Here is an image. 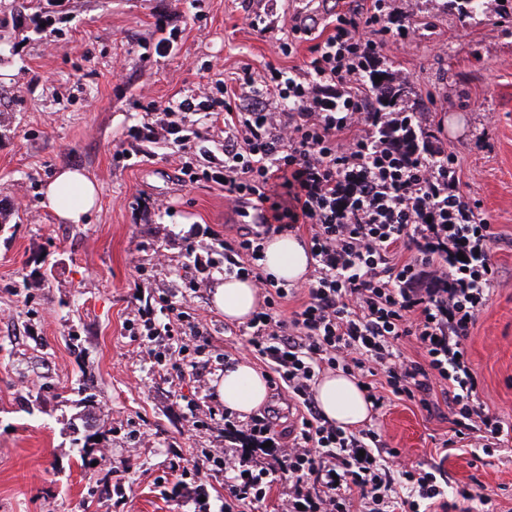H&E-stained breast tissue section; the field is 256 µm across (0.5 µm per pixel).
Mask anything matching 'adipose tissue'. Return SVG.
<instances>
[{
  "label": "adipose tissue",
  "instance_id": "obj_1",
  "mask_svg": "<svg viewBox=\"0 0 512 512\" xmlns=\"http://www.w3.org/2000/svg\"><path fill=\"white\" fill-rule=\"evenodd\" d=\"M98 196L97 183L85 172L65 168L47 183L43 205L58 223L81 224L95 206ZM265 254L263 271L273 279L295 283L306 281L312 258L299 237L275 235L268 240ZM259 302L255 285L234 277L215 285L212 293L213 305L229 321L247 320ZM214 386L216 399L229 410L242 414L252 413L268 399L265 377L245 359L225 366ZM314 395L322 416L335 425L353 429L370 417V405L356 379L342 372L323 375L315 386Z\"/></svg>",
  "mask_w": 512,
  "mask_h": 512
}]
</instances>
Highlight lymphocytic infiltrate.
<instances>
[{"instance_id": "f902f5d3", "label": "lymphocytic infiltrate", "mask_w": 512, "mask_h": 512, "mask_svg": "<svg viewBox=\"0 0 512 512\" xmlns=\"http://www.w3.org/2000/svg\"><path fill=\"white\" fill-rule=\"evenodd\" d=\"M364 28L377 39L362 37ZM416 29L413 13L372 0L361 16L337 15L311 46L303 75L270 69L268 98L245 105L237 96H190L178 104L224 115L223 165L191 178L222 182L225 199L263 211L258 230L225 243L224 272L260 289L263 304L242 328V346L302 409L283 444L269 418L224 413L228 434L269 446L277 463L263 467L228 450L217 456L224 512L265 502L282 473L289 487L278 512H455L458 502L439 486L441 464L411 461L374 427L353 431L322 417L314 387L327 369L356 379L375 411L392 396L430 413L444 397L451 435L443 450L488 454L512 442V424L482 400L464 347L496 284L493 227L466 200L454 155L392 149L388 133H416L419 113L367 107L370 65ZM299 224L314 274L306 299L288 313L283 306L298 291L264 274V242ZM407 341L418 358L404 355Z\"/></svg>"}]
</instances>
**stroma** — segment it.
Masks as SVG:
<instances>
[{"instance_id": "1", "label": "stroma", "mask_w": 512, "mask_h": 512, "mask_svg": "<svg viewBox=\"0 0 512 512\" xmlns=\"http://www.w3.org/2000/svg\"><path fill=\"white\" fill-rule=\"evenodd\" d=\"M370 0H62L31 9L0 0V512H182L180 460L209 470L208 512H221L224 475L212 455L227 448L214 381L235 354L209 294L224 278V242L251 231V204L228 205L216 183L185 170L218 155L224 123L174 114L195 133L191 152L141 102L219 95L251 68L263 90L268 67L304 69L332 15ZM416 13L419 31L384 50L412 84L426 122L459 162L464 192L499 237L497 284L465 341L480 394L512 420V0L482 10L443 0H392ZM264 18L265 31L250 22ZM311 33L282 55L297 20ZM92 175L99 207L83 224H59L42 205L61 169ZM170 203L169 211L159 203ZM196 281L182 309L207 320L201 373L172 370L163 345L133 340L134 290L144 297ZM376 422L383 441L414 461L439 460L447 413L392 401ZM456 487L494 494L512 512V452L443 461Z\"/></svg>"}]
</instances>
